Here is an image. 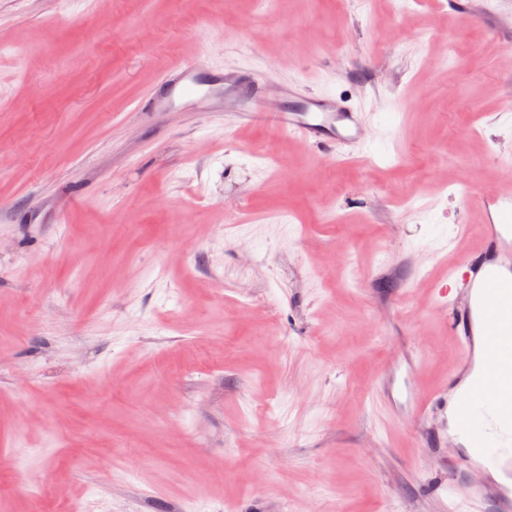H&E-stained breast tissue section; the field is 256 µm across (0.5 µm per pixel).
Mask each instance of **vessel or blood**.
Listing matches in <instances>:
<instances>
[{
    "label": "vessel or blood",
    "instance_id": "vessel-or-blood-1",
    "mask_svg": "<svg viewBox=\"0 0 512 512\" xmlns=\"http://www.w3.org/2000/svg\"><path fill=\"white\" fill-rule=\"evenodd\" d=\"M200 65L174 68L166 83L170 101L201 91ZM268 114L272 123L310 146L330 153L339 144L363 139L359 108L332 94L284 93L272 107L246 100L241 118L252 122ZM470 205L482 218V247L460 259L437 294L448 307V330L459 341L460 364L475 367L476 353L488 365L476 369L467 392L452 407L460 434L468 438L467 458L481 461L512 478V447L500 432L512 434V195L479 196ZM464 499H481L486 512H498L499 501L482 485L462 483Z\"/></svg>",
    "mask_w": 512,
    "mask_h": 512
}]
</instances>
